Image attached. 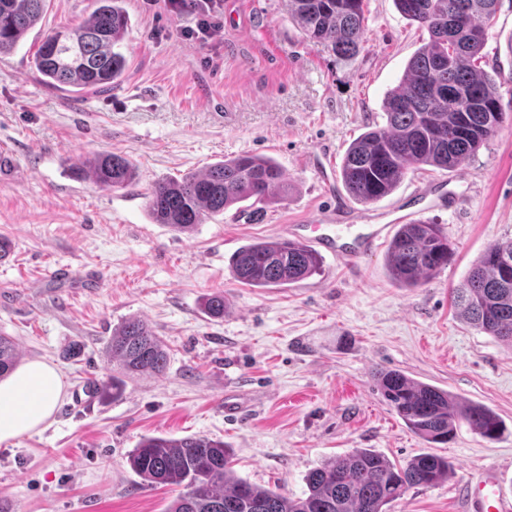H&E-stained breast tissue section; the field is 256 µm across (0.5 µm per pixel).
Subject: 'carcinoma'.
I'll use <instances>...</instances> for the list:
<instances>
[{"mask_svg":"<svg viewBox=\"0 0 512 512\" xmlns=\"http://www.w3.org/2000/svg\"><path fill=\"white\" fill-rule=\"evenodd\" d=\"M124 0H96L75 29L45 33L32 58L41 80L74 94L110 89L120 81L126 59L120 52L128 16ZM302 33L339 59L357 56L365 31L364 0H287ZM407 20L425 27L429 42L408 62L401 86L384 103L387 124L361 134L343 158L347 192L361 202L388 196L412 169L457 167L496 132L504 115L496 76L481 67V51L498 0H394ZM47 0H0V55L12 53L38 25ZM463 19L448 32V15ZM101 187L131 183L129 160L112 153L85 158L76 173ZM288 194V182L272 159L242 154L201 174L158 182L149 198L157 224L189 232L214 214L254 199ZM452 251L436 224H402L387 250L392 279L405 288L448 265ZM318 252L298 242L263 240L240 247L231 259L234 277L255 288L295 284L321 266ZM461 316L476 329L512 346V239L487 247L464 284L452 292ZM207 312L224 316V294L205 298ZM107 350L127 375L162 373L168 353L149 325L130 318L116 329ZM21 359L16 343L0 336V377ZM376 382L396 414L415 434L446 443L464 422L489 439L502 431L499 417L480 404L418 382L399 370H382ZM131 470L148 486L183 488L166 512H387L410 489L434 486L453 473L448 458L422 454L403 465L356 448L309 472L307 492L293 499L237 477L224 442L206 436L143 438L127 456Z\"/></svg>","mask_w":512,"mask_h":512,"instance_id":"carcinoma-1","label":"carcinoma"}]
</instances>
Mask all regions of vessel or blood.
<instances>
[{"label":"vessel or blood","instance_id":"vessel-or-blood-1","mask_svg":"<svg viewBox=\"0 0 512 512\" xmlns=\"http://www.w3.org/2000/svg\"><path fill=\"white\" fill-rule=\"evenodd\" d=\"M332 223L328 213L323 212L314 222L291 225L290 234L294 240L309 243L318 251L335 257L337 261L350 263L370 254L388 232L387 226L383 225L367 228L365 232L348 238L332 230ZM55 277L63 285L76 283L83 288L99 285L91 272L78 274L66 265L56 270ZM463 495L466 502L464 512H512V498L503 494L496 466H487L469 479L464 485Z\"/></svg>","mask_w":512,"mask_h":512}]
</instances>
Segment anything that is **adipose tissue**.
<instances>
[{
    "label": "adipose tissue",
    "mask_w": 512,
    "mask_h": 512,
    "mask_svg": "<svg viewBox=\"0 0 512 512\" xmlns=\"http://www.w3.org/2000/svg\"><path fill=\"white\" fill-rule=\"evenodd\" d=\"M63 392L59 369L32 360L0 379V443L37 432L52 416Z\"/></svg>",
    "instance_id": "1"
}]
</instances>
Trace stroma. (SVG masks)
<instances>
[{
    "label": "stroma",
    "mask_w": 512,
    "mask_h": 512,
    "mask_svg": "<svg viewBox=\"0 0 512 512\" xmlns=\"http://www.w3.org/2000/svg\"><path fill=\"white\" fill-rule=\"evenodd\" d=\"M94 0H50L36 33L0 57V332L23 361L63 374L67 394L38 433L0 444V507L6 512H166L175 486L143 484L127 463L142 438L201 435L224 441L236 474L294 498L314 468L355 448L396 464L434 453L451 478L414 488L389 512H460L461 486L490 460L503 463L512 497V347L463 320L451 302L485 249L512 238V0H499L483 48L497 72L506 118L452 171H409L376 202L348 198L341 164L350 144L384 127V101L427 43L426 29L393 0H365L366 29L353 63L308 39L286 0H224L221 29L185 38L193 10L162 0H125V73L107 90L74 97L46 86L31 66L39 36L75 27ZM128 158L135 180L106 189L73 169L99 153ZM249 153L274 159L288 194L255 221L232 206L179 232L152 221L156 182L198 174ZM437 193L423 221L439 225L453 255L415 288L394 283L386 248L353 265L323 256L318 272L287 288H253L230 260L253 240H285L287 227L345 198L340 223L387 224L417 184ZM461 200L458 210L444 193ZM68 265L96 271L93 292L52 276ZM223 292V317L204 298ZM144 320L164 342L163 373L125 376L106 343L126 319ZM79 342L80 357L64 350ZM399 369L484 405L501 419L497 440L460 425L447 443L412 432L379 391L374 374ZM103 383L94 401L70 391Z\"/></svg>",
    "instance_id": "stroma-1"
}]
</instances>
